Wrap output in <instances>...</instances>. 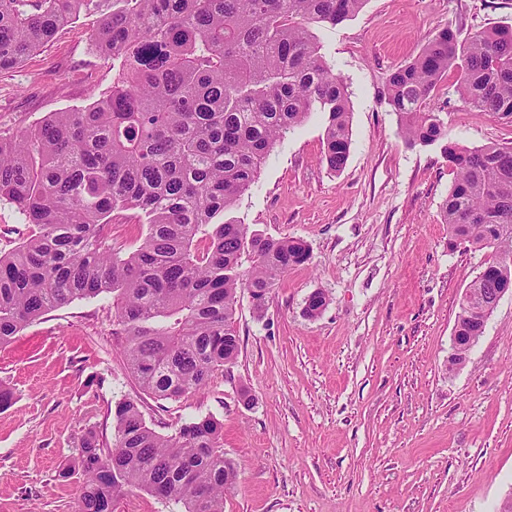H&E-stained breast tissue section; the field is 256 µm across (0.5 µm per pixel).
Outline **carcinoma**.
<instances>
[{
    "label": "carcinoma",
    "instance_id": "carcinoma-1",
    "mask_svg": "<svg viewBox=\"0 0 512 512\" xmlns=\"http://www.w3.org/2000/svg\"><path fill=\"white\" fill-rule=\"evenodd\" d=\"M365 2L0 0V71L82 14L97 17L93 46L116 67L107 96L0 135V203L31 227L0 254V345L50 311L106 295L143 392L179 398L232 365L238 293L263 310L281 277L310 254L301 239L268 237L226 214L277 141L314 112L327 114L322 161L333 172L345 167L349 100L315 29L350 19ZM451 67L466 105L511 119L512 28L464 38L450 25L436 30L387 88L407 142L442 143L456 170L443 204L450 244L495 252L468 287L478 302L512 281V145L468 148L448 138L427 101ZM127 211L147 233L123 258L104 228ZM457 318L461 356L483 316L462 307ZM110 413L113 443L87 430L60 471L81 478L74 512H113L128 488L184 512H224L237 474L220 422L205 417L163 435L131 399Z\"/></svg>",
    "mask_w": 512,
    "mask_h": 512
}]
</instances>
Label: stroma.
I'll use <instances>...</instances> for the list:
<instances>
[{
  "label": "stroma",
  "instance_id": "stroma-1",
  "mask_svg": "<svg viewBox=\"0 0 512 512\" xmlns=\"http://www.w3.org/2000/svg\"><path fill=\"white\" fill-rule=\"evenodd\" d=\"M82 16L0 71V133L104 96L116 73ZM512 27V0H366L316 34L348 90L345 168L321 159L313 113L271 151L233 217L310 251L263 312L241 293L235 365L206 390L160 400L129 376L112 300L79 299L0 346V512H73L80 487L59 471L90 428L112 438L115 401L136 400L162 434L213 417L237 472L224 512H499L512 495V296L457 367L453 330L489 249L450 247L442 203L456 173L439 145H408L386 103L390 75L427 36ZM430 106L468 147L512 144V119L474 112L443 76ZM327 305L304 316L308 296ZM252 403L243 406V395Z\"/></svg>",
  "mask_w": 512,
  "mask_h": 512
}]
</instances>
